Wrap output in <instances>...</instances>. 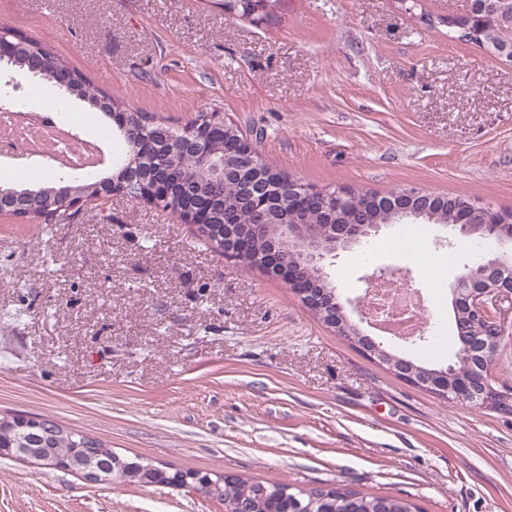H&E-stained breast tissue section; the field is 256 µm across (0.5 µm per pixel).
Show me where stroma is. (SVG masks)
Returning <instances> with one entry per match:
<instances>
[{
	"label": "stroma",
	"mask_w": 512,
	"mask_h": 512,
	"mask_svg": "<svg viewBox=\"0 0 512 512\" xmlns=\"http://www.w3.org/2000/svg\"><path fill=\"white\" fill-rule=\"evenodd\" d=\"M465 0H276L259 21L216 0H0V24L91 86L184 125L220 111L302 183L416 188L512 210V60L448 35ZM376 238L342 253L338 291L404 273L426 338L453 357L452 308ZM433 255H472L429 224ZM490 372L512 397V301ZM47 416L119 455L300 489L405 497L421 512H512V413L441 399L367 359L278 277L225 258L155 204L115 196L38 232L0 214V416ZM0 512H225L188 488L93 484L0 457Z\"/></svg>",
	"instance_id": "35a3bbf8"
}]
</instances>
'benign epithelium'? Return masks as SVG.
<instances>
[{
    "label": "benign epithelium",
    "mask_w": 512,
    "mask_h": 512,
    "mask_svg": "<svg viewBox=\"0 0 512 512\" xmlns=\"http://www.w3.org/2000/svg\"><path fill=\"white\" fill-rule=\"evenodd\" d=\"M497 9L499 28L508 32L509 38L497 42L500 55H512V0H468L466 15L483 12L488 6ZM26 42L19 37L0 33V77L6 78L5 85L19 88L18 72L13 61L25 47ZM181 149L197 167L207 170L211 178L224 181L228 171L224 167V157L201 138L188 136L180 139ZM255 180L249 184L252 197L257 202L253 223L236 226L240 237H261L265 235L267 214L266 183ZM154 203H165L172 194L168 179L160 174H147L133 178L126 174L111 177L106 196H131L136 188ZM31 207L29 198L12 192L0 191V214L13 215L20 209ZM427 216L426 209L417 201V194L406 191L398 195V203L393 206L391 217L403 224H415ZM379 228L377 223L358 221L349 218L342 224H280V238L288 240L289 254L296 263L285 266L281 253L274 249L256 266L281 278L288 288L298 296L305 307L321 322L337 334L349 337L350 330L356 331L352 342L367 357L388 367L400 379L416 386L461 403L476 404L488 402L489 391L487 372L491 360L495 358L497 347L477 333L475 318L485 315L487 303L503 298H512V225L475 224L467 211L459 213L458 222L448 225L454 235L466 239L479 232L481 239L495 247V256L481 269L460 274L454 281L453 307L455 313L454 335L459 342L456 352L458 362L445 368L423 369L385 349L374 338L363 334L351 320L348 307L351 301L342 297L329 281L324 262L334 259L338 252L370 235ZM66 468L82 474L90 482L101 479L99 467L91 460L69 459Z\"/></svg>",
    "instance_id": "1"
}]
</instances>
